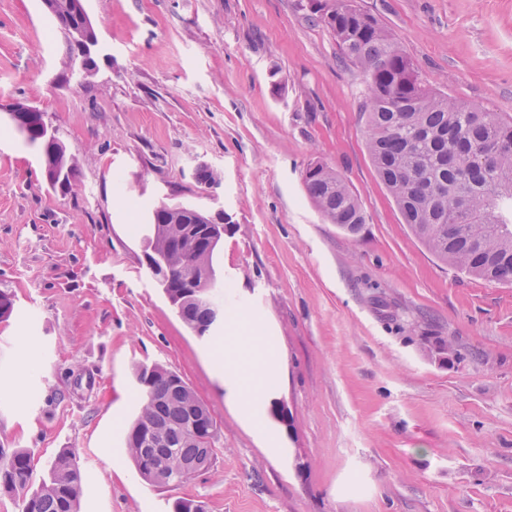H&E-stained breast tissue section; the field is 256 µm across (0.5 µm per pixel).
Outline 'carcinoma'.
Listing matches in <instances>:
<instances>
[{
	"instance_id": "obj_1",
	"label": "carcinoma",
	"mask_w": 512,
	"mask_h": 512,
	"mask_svg": "<svg viewBox=\"0 0 512 512\" xmlns=\"http://www.w3.org/2000/svg\"><path fill=\"white\" fill-rule=\"evenodd\" d=\"M71 0H52L57 25L82 32L98 45L92 23L75 15ZM310 18L336 38L343 58L366 76V146L377 173L393 196L414 237L456 271L499 284H512V119L501 118L419 81L414 64L392 31L363 12L355 0H309ZM97 53L68 63L72 73L96 72ZM22 141L37 150L51 174L48 184L67 191L77 161L63 154L55 132L42 131L32 112L14 125ZM303 183L314 207L345 234L358 235L366 214L336 170L307 165ZM146 268L183 323L199 336L216 328L209 295L211 279L194 287L202 266L213 268L216 245L224 238V213H204L184 204H161L149 216ZM138 410L126 434L129 456L146 481L181 483L179 465L196 460L208 467L218 429L207 405L192 388L160 363L134 365ZM153 430L165 433L160 448L150 445ZM31 453L14 451L0 465V493L15 495L21 512H80L81 471L75 453L60 451L48 479L30 490ZM171 512H205L201 502L174 499Z\"/></svg>"
}]
</instances>
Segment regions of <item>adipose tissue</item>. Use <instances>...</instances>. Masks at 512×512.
I'll list each match as a JSON object with an SVG mask.
<instances>
[{
	"label": "adipose tissue",
	"mask_w": 512,
	"mask_h": 512,
	"mask_svg": "<svg viewBox=\"0 0 512 512\" xmlns=\"http://www.w3.org/2000/svg\"><path fill=\"white\" fill-rule=\"evenodd\" d=\"M224 368V380L241 409L260 402L273 384L270 369L277 359L261 327L234 316L223 344L214 352Z\"/></svg>",
	"instance_id": "1"
}]
</instances>
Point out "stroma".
<instances>
[{
    "instance_id": "35a3bbf8",
    "label": "stroma",
    "mask_w": 512,
    "mask_h": 512,
    "mask_svg": "<svg viewBox=\"0 0 512 512\" xmlns=\"http://www.w3.org/2000/svg\"><path fill=\"white\" fill-rule=\"evenodd\" d=\"M308 0H84L99 38L87 87L64 85L42 0H0V454L34 479L75 451L80 512H512V285L459 273L403 224L365 146L364 74ZM427 88L512 118V0H357ZM43 111L78 172L68 192L5 119ZM359 197L357 237L302 174ZM220 172L207 193L198 167ZM224 213V307L277 351L265 400L239 409L146 270L159 203ZM160 363L218 427L211 465L157 486L125 445L132 366ZM284 404L288 423L271 412ZM303 183L312 204L330 224L351 236L361 232L366 214L357 195L335 169L311 162L305 169Z\"/></svg>"
}]
</instances>
